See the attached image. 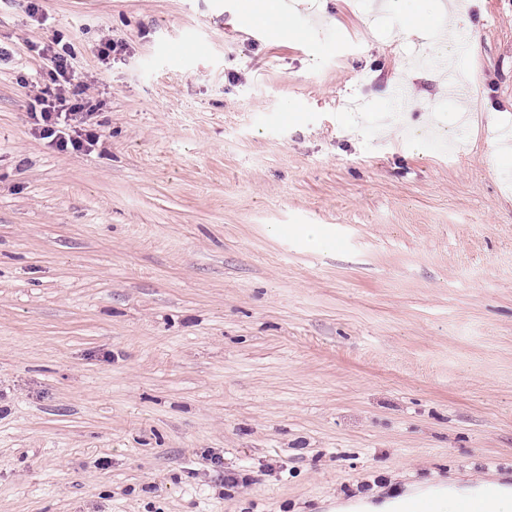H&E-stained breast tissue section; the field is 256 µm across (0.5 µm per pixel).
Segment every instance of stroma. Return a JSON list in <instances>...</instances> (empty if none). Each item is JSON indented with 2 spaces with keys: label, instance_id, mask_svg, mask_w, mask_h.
Instances as JSON below:
<instances>
[{
  "label": "stroma",
  "instance_id": "1",
  "mask_svg": "<svg viewBox=\"0 0 512 512\" xmlns=\"http://www.w3.org/2000/svg\"><path fill=\"white\" fill-rule=\"evenodd\" d=\"M317 2L306 42L245 0H0V512H337L512 474V0L466 12V124L405 16ZM53 39L101 103L87 153L30 117ZM438 109L452 139L409 150Z\"/></svg>",
  "mask_w": 512,
  "mask_h": 512
}]
</instances>
